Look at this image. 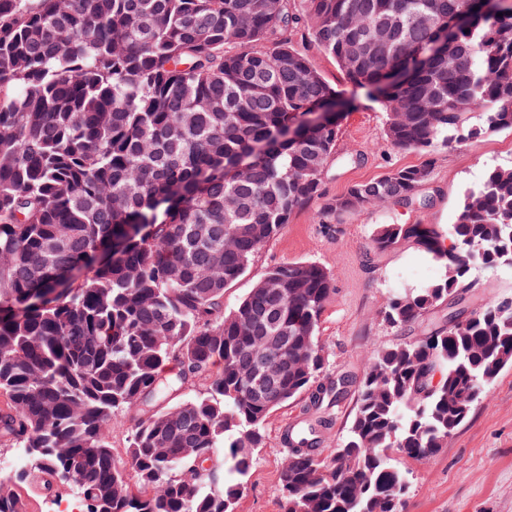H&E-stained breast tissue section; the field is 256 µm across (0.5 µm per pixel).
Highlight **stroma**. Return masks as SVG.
I'll list each match as a JSON object with an SVG mask.
<instances>
[{"label":"stroma","mask_w":512,"mask_h":512,"mask_svg":"<svg viewBox=\"0 0 512 512\" xmlns=\"http://www.w3.org/2000/svg\"><path fill=\"white\" fill-rule=\"evenodd\" d=\"M296 50L341 90L350 105L339 126L335 156L323 178V197L293 214L280 234L265 244L245 275L224 293L232 309L268 268L296 261L326 267L335 291L319 321L317 336L325 354L321 381L348 377L345 394L321 430L323 451L337 448L356 410L359 383L377 344L391 345L419 338L420 328L399 329L383 318L394 290L422 288L439 276L423 254L404 244L371 259L372 239L382 224L455 223L465 194L479 188L494 167H512V130L449 144L433 159L393 147L384 133L385 114L364 90L351 86L335 60L316 48L307 33L293 38ZM431 163L429 180L412 204L385 201L320 224L313 214L325 202L344 195L354 184L397 167ZM512 299V269L478 267L469 303L477 299ZM308 396H301L267 418L263 440L254 452V466L236 512H281L279 471L287 455L281 441L284 427L308 417ZM410 477L404 512H512V366L486 387L468 418L449 439L447 448L423 458L397 457Z\"/></svg>","instance_id":"1"}]
</instances>
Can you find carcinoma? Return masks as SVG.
Segmentation results:
<instances>
[{
  "label": "carcinoma",
  "mask_w": 512,
  "mask_h": 512,
  "mask_svg": "<svg viewBox=\"0 0 512 512\" xmlns=\"http://www.w3.org/2000/svg\"><path fill=\"white\" fill-rule=\"evenodd\" d=\"M0 0V447L30 468L0 512L76 488L87 512H235L279 406L328 389L317 329L334 292L315 262L269 268L229 312L224 290L297 211L322 198L340 115L286 136L340 91L291 45L308 28L349 82L381 89L385 135L428 155L512 130V0ZM447 55L407 60L448 20ZM229 158H245L239 174ZM430 165L392 169L326 203L330 216L410 202ZM233 197L237 207H225ZM441 276L383 311L411 326L462 303L476 266L512 254V168L489 170L456 223L382 224ZM277 360L267 394L247 375ZM512 366V299L382 346L343 442L303 421L280 474L282 512H403L392 451L447 447L485 385ZM204 390L173 402L190 386ZM133 421L127 462L110 437ZM224 458H217V449Z\"/></svg>",
  "instance_id": "obj_1"
}]
</instances>
